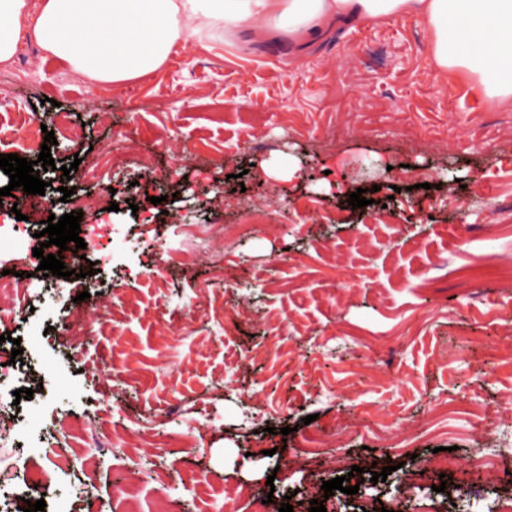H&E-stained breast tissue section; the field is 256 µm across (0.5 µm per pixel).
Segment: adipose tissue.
<instances>
[{"label":"adipose tissue","mask_w":512,"mask_h":512,"mask_svg":"<svg viewBox=\"0 0 512 512\" xmlns=\"http://www.w3.org/2000/svg\"><path fill=\"white\" fill-rule=\"evenodd\" d=\"M0 0V63L21 40L80 75L119 84L159 69L187 37L233 29L261 40L306 39L332 22L411 17L431 37L434 70L476 75L486 96L512 100V0Z\"/></svg>","instance_id":"adipose-tissue-1"}]
</instances>
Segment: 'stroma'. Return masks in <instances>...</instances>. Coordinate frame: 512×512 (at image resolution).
Here are the masks:
<instances>
[{
	"label": "stroma",
	"instance_id": "stroma-1",
	"mask_svg": "<svg viewBox=\"0 0 512 512\" xmlns=\"http://www.w3.org/2000/svg\"><path fill=\"white\" fill-rule=\"evenodd\" d=\"M20 113L53 130V159L76 167L68 198L61 170L44 176L55 216L82 210V235L101 232L114 254L82 259L98 268L99 295L85 300L83 279L56 289L30 251L0 255V271L31 273L35 285L26 310L0 318V350L33 359L31 374L10 365L0 385V413L21 420L0 470L38 462L61 416H99L114 441L94 470L74 466L32 493L44 512L61 502L88 512L93 497L124 512L122 478L138 484L142 512L157 490L180 512H250L224 499L241 484L308 512L314 480L332 478L330 455L360 468L343 512L367 498L401 499L403 512H496L503 483L477 501L460 488L474 479L470 458L512 445V422L493 441L482 431L512 393V322L494 314L512 307V280L468 269L479 258L512 267V103L489 100L465 72L435 79L421 24L338 22L303 46L285 30L192 36L156 72L121 84L39 50L20 76L0 64V122ZM78 123L75 145L65 127ZM288 163L292 179L262 172ZM363 167L378 190L355 209L347 199ZM103 193L115 210L93 204ZM212 224L238 231L221 241ZM161 243L218 255L162 268ZM148 274L166 279L165 297ZM204 293L215 310L187 320ZM244 298L272 322L238 315ZM78 313L91 340L75 357L65 323ZM34 323L48 330L36 343ZM99 360L110 379L91 373ZM33 382L40 392L15 400ZM331 427L326 449L317 437ZM159 432L170 447L154 446ZM437 447L460 461L445 491L412 487L415 462ZM296 455L306 470L289 468ZM373 466L392 473L372 482ZM186 470L218 487L214 500L185 490Z\"/></svg>",
	"mask_w": 512,
	"mask_h": 512
}]
</instances>
